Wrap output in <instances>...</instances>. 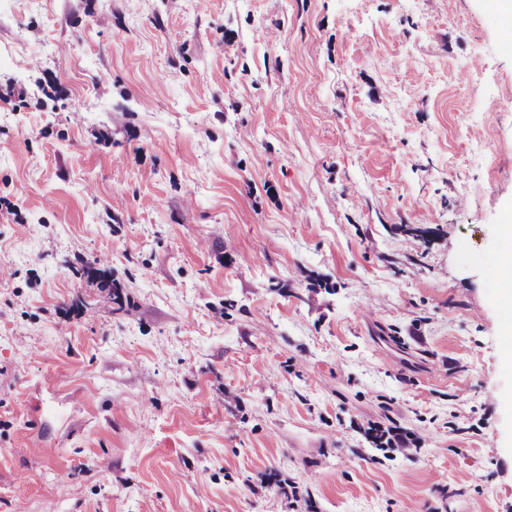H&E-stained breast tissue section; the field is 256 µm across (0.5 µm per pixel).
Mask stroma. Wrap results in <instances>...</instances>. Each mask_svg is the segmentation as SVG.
Wrapping results in <instances>:
<instances>
[{"label": "stroma", "instance_id": "1", "mask_svg": "<svg viewBox=\"0 0 512 512\" xmlns=\"http://www.w3.org/2000/svg\"><path fill=\"white\" fill-rule=\"evenodd\" d=\"M503 28L0 0V512H512ZM502 259L499 267L500 297L512 306V225L502 224L500 229ZM502 270V274H501Z\"/></svg>", "mask_w": 512, "mask_h": 512}]
</instances>
